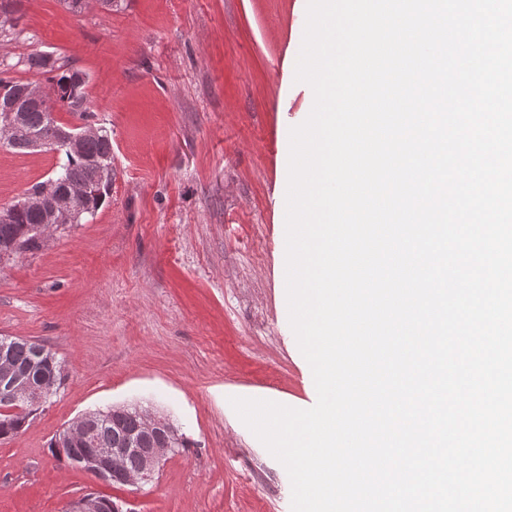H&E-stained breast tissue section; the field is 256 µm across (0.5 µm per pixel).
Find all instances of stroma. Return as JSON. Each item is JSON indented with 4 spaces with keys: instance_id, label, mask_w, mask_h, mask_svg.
<instances>
[{
    "instance_id": "1",
    "label": "stroma",
    "mask_w": 512,
    "mask_h": 512,
    "mask_svg": "<svg viewBox=\"0 0 512 512\" xmlns=\"http://www.w3.org/2000/svg\"><path fill=\"white\" fill-rule=\"evenodd\" d=\"M17 0L0 30L10 77L54 53L85 72L90 119L112 138L95 215L0 263V336L39 340L66 378L0 442V512H64L87 493L132 512H291V483L230 398L314 406L281 273L289 131L313 91L296 82L299 0ZM61 156L0 149V208ZM138 405L188 441L154 480L111 485L56 459L85 412Z\"/></svg>"
}]
</instances>
